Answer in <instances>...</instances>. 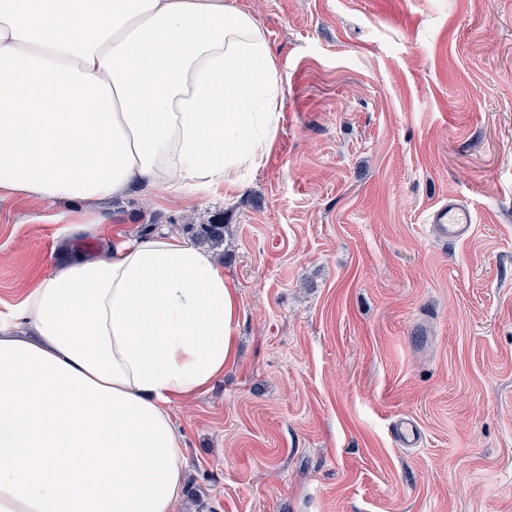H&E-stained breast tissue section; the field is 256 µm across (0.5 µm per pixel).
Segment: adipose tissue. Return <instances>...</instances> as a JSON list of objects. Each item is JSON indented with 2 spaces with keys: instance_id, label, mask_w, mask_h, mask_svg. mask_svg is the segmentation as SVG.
<instances>
[{
  "instance_id": "1",
  "label": "adipose tissue",
  "mask_w": 512,
  "mask_h": 512,
  "mask_svg": "<svg viewBox=\"0 0 512 512\" xmlns=\"http://www.w3.org/2000/svg\"><path fill=\"white\" fill-rule=\"evenodd\" d=\"M282 81L236 0H0V193L235 189ZM235 285L174 235L109 242L0 311V512H176L174 403L236 358Z\"/></svg>"
}]
</instances>
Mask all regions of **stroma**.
<instances>
[{"label": "stroma", "mask_w": 512, "mask_h": 512, "mask_svg": "<svg viewBox=\"0 0 512 512\" xmlns=\"http://www.w3.org/2000/svg\"><path fill=\"white\" fill-rule=\"evenodd\" d=\"M238 2L283 80L261 167L107 205L129 238L224 225L237 359L172 407L177 512H512V0ZM450 195L475 229L443 245ZM90 210L0 201V309L98 247L68 230ZM427 223L433 238L444 244L465 242L474 232L471 210L453 196L439 201L429 210ZM393 434L399 443L412 446L418 443L421 433L418 423L413 418H402L393 425Z\"/></svg>", "instance_id": "stroma-1"}]
</instances>
